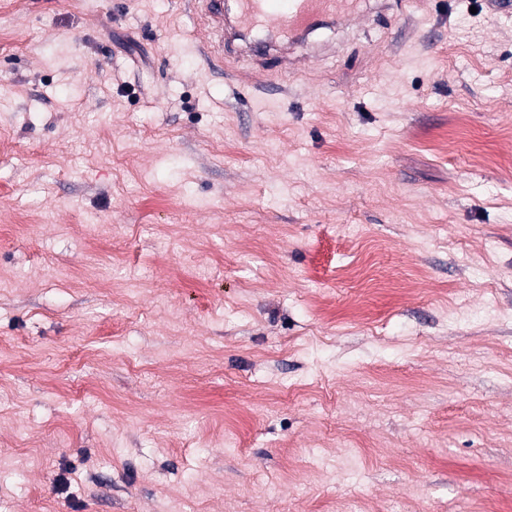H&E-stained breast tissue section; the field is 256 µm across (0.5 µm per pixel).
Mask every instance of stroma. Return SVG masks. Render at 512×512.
<instances>
[{"instance_id":"stroma-1","label":"stroma","mask_w":512,"mask_h":512,"mask_svg":"<svg viewBox=\"0 0 512 512\" xmlns=\"http://www.w3.org/2000/svg\"><path fill=\"white\" fill-rule=\"evenodd\" d=\"M206 37L0 0V512H512V12Z\"/></svg>"}]
</instances>
